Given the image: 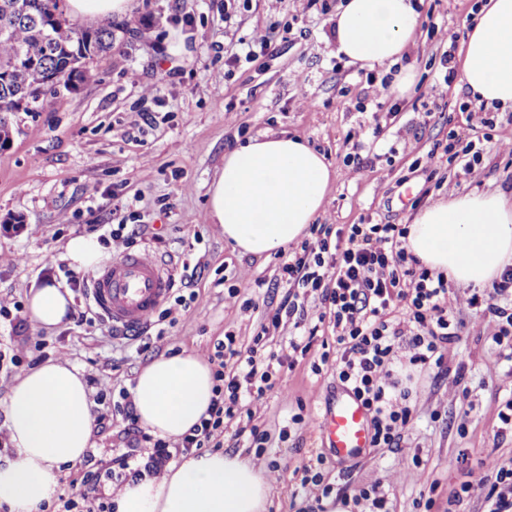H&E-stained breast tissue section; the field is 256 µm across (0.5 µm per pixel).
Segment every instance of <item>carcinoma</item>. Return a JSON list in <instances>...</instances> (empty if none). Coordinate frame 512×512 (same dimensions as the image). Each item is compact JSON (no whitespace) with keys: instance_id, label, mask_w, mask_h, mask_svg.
Masks as SVG:
<instances>
[{"instance_id":"carcinoma-1","label":"carcinoma","mask_w":512,"mask_h":512,"mask_svg":"<svg viewBox=\"0 0 512 512\" xmlns=\"http://www.w3.org/2000/svg\"><path fill=\"white\" fill-rule=\"evenodd\" d=\"M13 0H0V115L15 111V100L27 98L35 112L57 87L39 82L43 74L59 75L64 84L82 83L87 71L73 66L77 58L106 57L112 51L115 26L105 20L95 28L62 22L59 0H24L27 9L18 13Z\"/></svg>"}]
</instances>
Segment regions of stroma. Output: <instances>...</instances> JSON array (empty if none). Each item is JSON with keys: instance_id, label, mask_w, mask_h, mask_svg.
Returning a JSON list of instances; mask_svg holds the SVG:
<instances>
[{"instance_id": "obj_1", "label": "stroma", "mask_w": 512, "mask_h": 512, "mask_svg": "<svg viewBox=\"0 0 512 512\" xmlns=\"http://www.w3.org/2000/svg\"><path fill=\"white\" fill-rule=\"evenodd\" d=\"M343 0H133V11L116 33L112 56L87 61L88 79L74 93L60 91L35 112L8 115L9 139L0 146V399L21 370L9 357L23 353L38 365L65 358L78 366L90 389L91 408L109 410L131 390L140 368L156 355L181 349L213 352L225 335L248 345L283 293H265L254 280L275 286L288 256L245 257L225 243L217 225L206 223L207 192L224 155L238 143L268 133L307 140L331 163L336 176L316 221L345 226L373 216L407 225L425 206L473 185L457 168L441 165L428 179L416 159L449 133L467 135L480 118L493 120L495 135L512 139V116L469 111L459 82L444 83L445 51L422 33L402 60L416 84L407 94L385 96L376 109L371 81L385 70L348 64L335 53L336 13ZM152 26H142V17ZM269 28L273 41L260 61L247 59L243 42ZM138 84H131L129 72ZM305 82H298V75ZM365 111H358V103ZM148 112V124L130 118ZM383 122L373 135L375 122ZM361 142L364 168L349 175V146ZM485 192L512 193V157L495 142L483 143ZM137 225L130 251L149 250L172 269V290L182 304L149 331L147 350L138 341H115L82 291L72 293L73 318L36 330L26 315L32 283H67V242L92 236L107 258L119 250L113 225ZM238 288L230 298L229 288ZM253 307H245V300ZM322 307L310 299L306 326H318L308 353L275 387L253 402L252 418L224 430L227 450L248 448L238 428L256 425L269 439L260 460L273 469L275 489L268 512H298L314 503L317 487L304 484L320 473L340 496L378 485L391 512H485L479 494L456 505L448 498L484 457L512 463V433L498 434V412L512 396V364L501 361L483 313L458 309L465 327L448 346L442 368L415 372L410 383L413 419L402 447L371 448L343 460L326 448L316 419L340 389L330 366L335 333L320 321ZM83 322H75L76 314ZM470 414H462V404ZM302 423H291L293 414Z\"/></svg>"}]
</instances>
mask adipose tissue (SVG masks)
<instances>
[{"mask_svg": "<svg viewBox=\"0 0 512 512\" xmlns=\"http://www.w3.org/2000/svg\"><path fill=\"white\" fill-rule=\"evenodd\" d=\"M413 0H346L336 15V52L373 69L400 60L419 36ZM459 80L477 104L512 110V0H483L459 51ZM335 172L305 140L264 135L229 150L209 189L206 218L239 254L267 259L305 236ZM409 252L455 285L482 288L512 265V199L471 191L421 209L408 226ZM62 285L31 287L27 316L51 329L68 315ZM209 363L192 350L161 354L132 388L135 414L151 435L179 441L214 397ZM8 449L0 454V505L42 512L57 495L61 466L92 446L89 389L81 371L49 361L19 375L0 400ZM272 479L243 451L182 457L163 475L127 480L116 512H266Z\"/></svg>", "mask_w": 512, "mask_h": 512, "instance_id": "ef3b65f1", "label": "adipose tissue"}]
</instances>
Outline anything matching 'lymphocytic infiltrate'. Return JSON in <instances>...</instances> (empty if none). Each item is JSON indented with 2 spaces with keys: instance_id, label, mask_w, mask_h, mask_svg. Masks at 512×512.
Listing matches in <instances>:
<instances>
[{
  "instance_id": "obj_1",
  "label": "lymphocytic infiltrate",
  "mask_w": 512,
  "mask_h": 512,
  "mask_svg": "<svg viewBox=\"0 0 512 512\" xmlns=\"http://www.w3.org/2000/svg\"><path fill=\"white\" fill-rule=\"evenodd\" d=\"M478 142V141H477ZM476 141H453L443 149H430L426 164L445 156L472 182H482L480 149ZM311 239L289 247L281 281L287 290L280 305L267 316L248 346L235 337L218 343L209 361L217 381L206 417L179 442L156 440L139 456L124 452L88 471L80 488L59 498L61 512H107L102 496L105 485L145 475L161 476L175 452L210 447L224 434V424L247 411L248 399L263 396L282 377V369L295 365L302 346L289 341L287 352H267L270 328L283 320L304 322L309 296H317L336 331L335 353H322L341 384L364 402L372 424L371 444L396 450L413 411L412 392L402 373L412 367L442 366L451 341L463 322L455 307L482 310L495 322L492 340L508 348L512 361V307L501 301L512 289V266L505 267L489 288L471 289L469 296L448 304V282L432 276L404 245L407 228L379 224L372 219L346 228L313 227ZM407 346L410 357L400 356ZM480 477L464 482L463 494L479 492L485 512H512V466L491 458L480 459Z\"/></svg>"
}]
</instances>
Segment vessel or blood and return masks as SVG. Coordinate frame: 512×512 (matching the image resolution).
<instances>
[{
    "label": "vessel or blood",
    "instance_id": "b4317fda",
    "mask_svg": "<svg viewBox=\"0 0 512 512\" xmlns=\"http://www.w3.org/2000/svg\"><path fill=\"white\" fill-rule=\"evenodd\" d=\"M171 282L170 270L152 254L127 252L95 275L86 299L113 326L136 333L168 299ZM317 427L337 457L358 458L371 446L370 415L353 392L336 395Z\"/></svg>",
    "mask_w": 512,
    "mask_h": 512
}]
</instances>
